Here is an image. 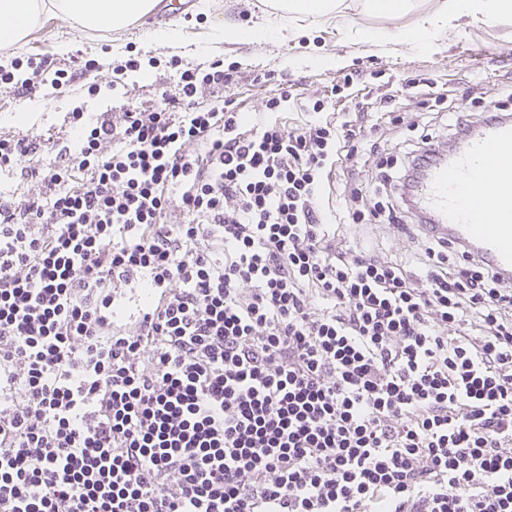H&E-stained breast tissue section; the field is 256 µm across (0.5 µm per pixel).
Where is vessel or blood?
Wrapping results in <instances>:
<instances>
[{"mask_svg": "<svg viewBox=\"0 0 512 512\" xmlns=\"http://www.w3.org/2000/svg\"><path fill=\"white\" fill-rule=\"evenodd\" d=\"M437 235L512 281V119L483 122L439 153L412 188Z\"/></svg>", "mask_w": 512, "mask_h": 512, "instance_id": "obj_1", "label": "vessel or blood"}]
</instances>
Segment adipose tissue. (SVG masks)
<instances>
[{
    "mask_svg": "<svg viewBox=\"0 0 512 512\" xmlns=\"http://www.w3.org/2000/svg\"><path fill=\"white\" fill-rule=\"evenodd\" d=\"M155 0H0V45L21 42L38 23L44 8L85 31L125 28L153 9ZM449 19L512 15V0H443Z\"/></svg>",
    "mask_w": 512,
    "mask_h": 512,
    "instance_id": "ef3b65f1",
    "label": "adipose tissue"
}]
</instances>
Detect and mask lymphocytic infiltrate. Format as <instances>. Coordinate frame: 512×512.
<instances>
[{
  "label": "lymphocytic infiltrate",
  "mask_w": 512,
  "mask_h": 512,
  "mask_svg": "<svg viewBox=\"0 0 512 512\" xmlns=\"http://www.w3.org/2000/svg\"><path fill=\"white\" fill-rule=\"evenodd\" d=\"M25 66L63 93L96 62ZM223 86L217 59L72 113L48 170L0 138L45 188L0 201V512H512V282L410 221L431 122L366 183L364 126H284L285 90L196 109ZM340 208L419 236L418 271Z\"/></svg>",
  "instance_id": "f902f5d3"
}]
</instances>
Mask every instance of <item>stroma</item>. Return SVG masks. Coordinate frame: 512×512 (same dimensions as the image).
Returning <instances> with one entry per match:
<instances>
[{"instance_id":"obj_1","label":"stroma","mask_w":512,"mask_h":512,"mask_svg":"<svg viewBox=\"0 0 512 512\" xmlns=\"http://www.w3.org/2000/svg\"><path fill=\"white\" fill-rule=\"evenodd\" d=\"M366 0H343L331 18L287 14L270 0H210L209 14L188 8L175 20H158L156 30L177 24L179 38L141 39L134 26L118 31H85L51 13L42 14L24 42L0 56L10 68L13 57L44 51L61 62L82 57L97 60L95 93L78 82L64 94L43 86L23 94L14 84L0 83V137L24 140L29 147L23 162L50 168L60 165L66 150L77 146L70 114L115 112L128 101L158 106L176 80L177 66L208 65L220 59L228 74L223 91L238 111L259 113L281 81L291 84L292 96L279 114L288 125L313 121V104L327 100L336 120L362 117L371 127L368 143L377 144L370 165L403 160L401 149H390V117L404 112L430 115L455 102L471 125L484 119V103L493 99L512 111V17L490 22L464 18L448 22L439 9L442 0H411L407 11L383 15L365 7ZM264 30L253 43L216 42L210 36L211 16ZM137 58L139 71L117 66ZM360 81L361 97L353 98L347 79ZM25 123H17V113ZM341 239L375 250L418 268L417 240L398 235L384 224H343Z\"/></svg>"}]
</instances>
